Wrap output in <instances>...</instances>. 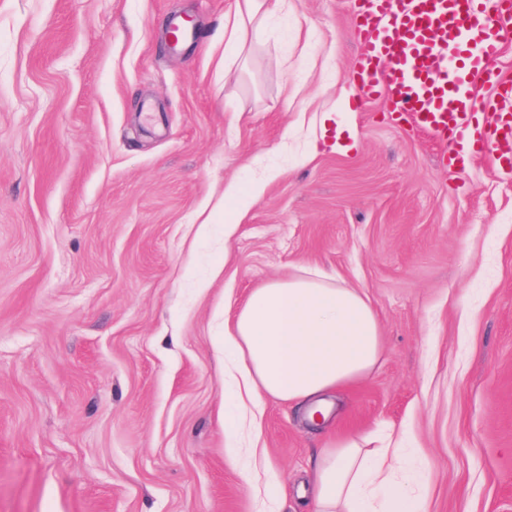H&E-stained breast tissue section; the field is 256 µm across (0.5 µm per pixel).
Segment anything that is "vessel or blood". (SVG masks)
I'll use <instances>...</instances> for the list:
<instances>
[{
	"mask_svg": "<svg viewBox=\"0 0 512 512\" xmlns=\"http://www.w3.org/2000/svg\"><path fill=\"white\" fill-rule=\"evenodd\" d=\"M362 49L353 78L371 96L457 148L512 164V84L496 63L512 35L500 0H359ZM495 87L494 123L474 121L473 82Z\"/></svg>",
	"mask_w": 512,
	"mask_h": 512,
	"instance_id": "1",
	"label": "vessel or blood"
}]
</instances>
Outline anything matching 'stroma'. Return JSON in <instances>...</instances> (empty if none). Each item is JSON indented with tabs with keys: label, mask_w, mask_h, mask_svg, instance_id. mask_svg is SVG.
Listing matches in <instances>:
<instances>
[{
	"label": "stroma",
	"mask_w": 512,
	"mask_h": 512,
	"mask_svg": "<svg viewBox=\"0 0 512 512\" xmlns=\"http://www.w3.org/2000/svg\"><path fill=\"white\" fill-rule=\"evenodd\" d=\"M234 3L0 0V512H310L327 437L388 431L428 512H512V169L364 97L355 0H287L244 57ZM231 182L264 189L228 236ZM307 271L382 355L319 428L266 399L269 500L224 451V320Z\"/></svg>",
	"instance_id": "obj_1"
}]
</instances>
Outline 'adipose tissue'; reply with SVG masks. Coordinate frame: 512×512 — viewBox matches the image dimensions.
Segmentation results:
<instances>
[{
  "mask_svg": "<svg viewBox=\"0 0 512 512\" xmlns=\"http://www.w3.org/2000/svg\"><path fill=\"white\" fill-rule=\"evenodd\" d=\"M286 0H236L224 36L243 52L251 32L281 11ZM224 351L240 419L226 426L228 456H253L240 430L261 429L264 397L320 406L327 394L367 376L381 352L379 321L356 288L292 276L253 289L224 322ZM403 448L339 436L317 453L310 475L313 512H427L397 480Z\"/></svg>",
  "mask_w": 512,
  "mask_h": 512,
  "instance_id": "1",
  "label": "adipose tissue"
}]
</instances>
